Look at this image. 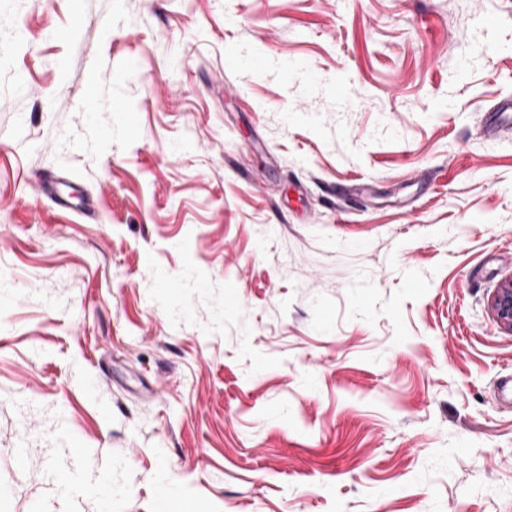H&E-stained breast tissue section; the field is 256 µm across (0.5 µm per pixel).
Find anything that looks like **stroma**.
Here are the masks:
<instances>
[{
  "mask_svg": "<svg viewBox=\"0 0 512 512\" xmlns=\"http://www.w3.org/2000/svg\"><path fill=\"white\" fill-rule=\"evenodd\" d=\"M503 97L512 0H0V512H512ZM512 102L504 101L492 108L487 119L486 132L495 135L500 130L512 127ZM492 307L498 319L512 329V281L495 295Z\"/></svg>",
  "mask_w": 512,
  "mask_h": 512,
  "instance_id": "obj_1",
  "label": "stroma"
}]
</instances>
